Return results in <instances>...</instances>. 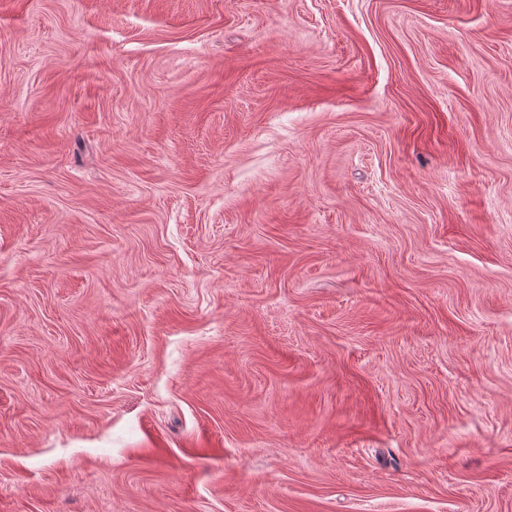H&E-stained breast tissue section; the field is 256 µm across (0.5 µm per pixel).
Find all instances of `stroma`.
<instances>
[{
    "mask_svg": "<svg viewBox=\"0 0 512 512\" xmlns=\"http://www.w3.org/2000/svg\"><path fill=\"white\" fill-rule=\"evenodd\" d=\"M0 512H512V0H0Z\"/></svg>",
    "mask_w": 512,
    "mask_h": 512,
    "instance_id": "1",
    "label": "stroma"
}]
</instances>
